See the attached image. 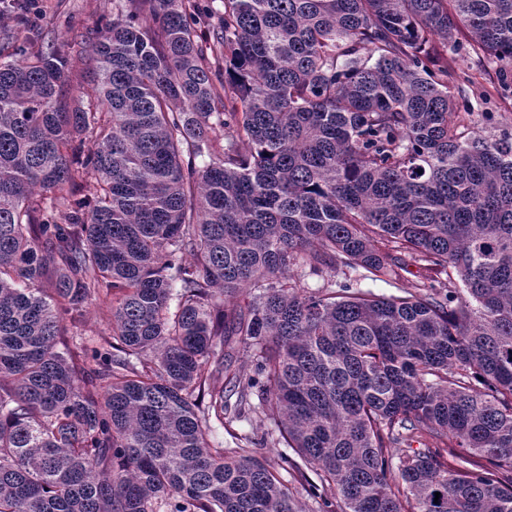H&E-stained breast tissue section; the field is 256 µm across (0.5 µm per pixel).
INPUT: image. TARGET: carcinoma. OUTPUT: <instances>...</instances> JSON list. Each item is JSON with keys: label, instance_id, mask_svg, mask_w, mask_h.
<instances>
[{"label": "carcinoma", "instance_id": "cac0c4a2", "mask_svg": "<svg viewBox=\"0 0 512 512\" xmlns=\"http://www.w3.org/2000/svg\"><path fill=\"white\" fill-rule=\"evenodd\" d=\"M115 10L0 60V512H512V143L448 90L450 50L507 80L512 0ZM347 278L354 283V287L380 297L404 295L406 292H414L427 283L429 272L421 265H409L407 270L401 271L398 280H375L360 276L359 272L346 270ZM65 328L66 336L80 337V342L88 349L110 336L109 317L100 309L97 301L90 302L75 321L67 320ZM281 450H284V448H257L256 456L268 467L278 470L284 476L285 480L288 482L286 484L293 492L295 498L301 501H307L309 499L307 486L299 479L293 478L291 475H287L285 471L279 468V453Z\"/></svg>", "mask_w": 512, "mask_h": 512}]
</instances>
